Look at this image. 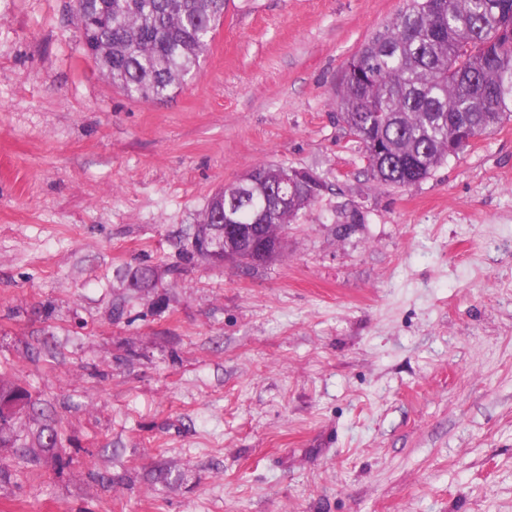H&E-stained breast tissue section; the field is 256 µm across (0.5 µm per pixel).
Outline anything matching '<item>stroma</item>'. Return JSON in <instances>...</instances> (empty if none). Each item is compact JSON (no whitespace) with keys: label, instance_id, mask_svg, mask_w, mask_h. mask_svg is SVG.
Segmentation results:
<instances>
[{"label":"stroma","instance_id":"obj_1","mask_svg":"<svg viewBox=\"0 0 512 512\" xmlns=\"http://www.w3.org/2000/svg\"><path fill=\"white\" fill-rule=\"evenodd\" d=\"M403 6L227 0L159 103L101 74L72 0H0V379L38 407L0 512H512V120L403 188L336 120ZM260 162L326 184L281 254L187 259Z\"/></svg>","mask_w":512,"mask_h":512}]
</instances>
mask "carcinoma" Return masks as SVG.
Here are the masks:
<instances>
[{
  "label": "carcinoma",
  "instance_id": "1",
  "mask_svg": "<svg viewBox=\"0 0 512 512\" xmlns=\"http://www.w3.org/2000/svg\"><path fill=\"white\" fill-rule=\"evenodd\" d=\"M89 56L107 79L136 101L172 98L224 17L226 0H74ZM336 119L363 145L367 173L381 187L426 179L467 148L465 132L486 136L512 118V0H405L345 65ZM289 168L257 164L248 189L272 200ZM319 195L300 189L288 208H271L269 224H291ZM135 288H152L157 270L127 272ZM31 394L0 381V400ZM40 448L59 443L43 426Z\"/></svg>",
  "mask_w": 512,
  "mask_h": 512
}]
</instances>
